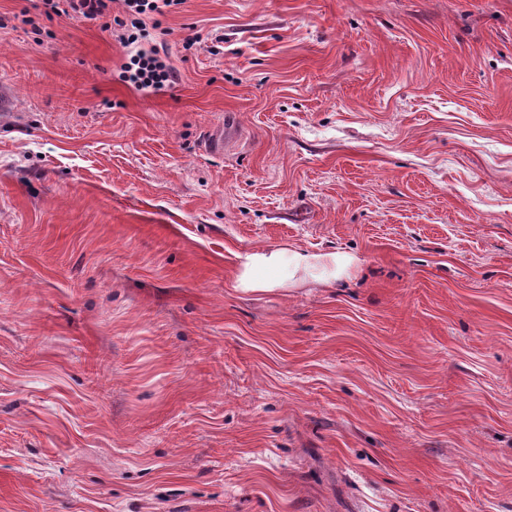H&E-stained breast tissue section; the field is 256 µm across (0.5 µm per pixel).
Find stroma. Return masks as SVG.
I'll return each mask as SVG.
<instances>
[{"mask_svg": "<svg viewBox=\"0 0 512 512\" xmlns=\"http://www.w3.org/2000/svg\"><path fill=\"white\" fill-rule=\"evenodd\" d=\"M0 15V512H512V0ZM123 78L139 90L171 84L178 80V73L160 60L157 54L146 56L143 53L130 58L124 64ZM237 290L288 291L307 284L336 288L350 281L359 260L349 253H315L290 246L259 248L237 255Z\"/></svg>", "mask_w": 512, "mask_h": 512, "instance_id": "obj_1", "label": "stroma"}]
</instances>
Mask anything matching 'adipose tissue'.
Returning a JSON list of instances; mask_svg holds the SVG:
<instances>
[{"label": "adipose tissue", "mask_w": 512, "mask_h": 512, "mask_svg": "<svg viewBox=\"0 0 512 512\" xmlns=\"http://www.w3.org/2000/svg\"><path fill=\"white\" fill-rule=\"evenodd\" d=\"M357 269V258L345 252L259 248L239 255L237 287L243 293L286 291L307 284L333 288L351 280Z\"/></svg>", "instance_id": "adipose-tissue-1"}]
</instances>
